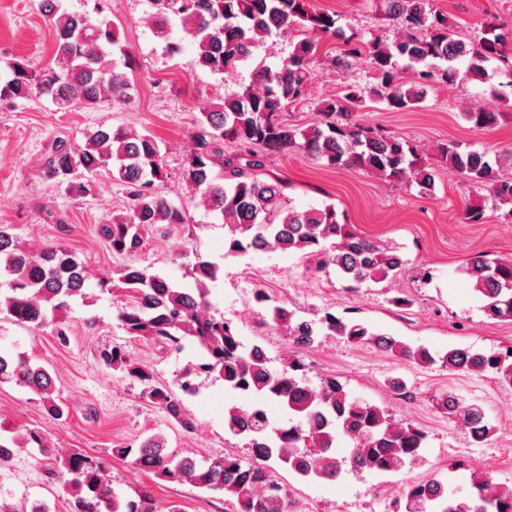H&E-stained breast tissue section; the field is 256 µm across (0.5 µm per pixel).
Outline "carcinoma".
Listing matches in <instances>:
<instances>
[{"label":"carcinoma","mask_w":512,"mask_h":512,"mask_svg":"<svg viewBox=\"0 0 512 512\" xmlns=\"http://www.w3.org/2000/svg\"><path fill=\"white\" fill-rule=\"evenodd\" d=\"M386 14L398 33L391 41L369 40L353 32L347 48L330 59L338 69L364 65L381 76L379 84L363 91L351 85L336 99L321 102L314 121L304 130L286 122L285 109L309 95L313 64L319 56L317 36L342 31L338 17L315 9L310 0H153L150 17L156 36L166 38L173 23L195 45L194 66L231 77L253 58L267 36L290 41L291 50L279 64L261 60L249 83L200 107L195 117L193 148L184 161L181 178L199 197V204L224 225V258L251 252H303L319 266L333 264L339 275L355 285L378 284L395 276L405 265L398 251L382 248L358 235L332 204L299 211L287 205L288 183L277 177L260 179L269 155L307 154L336 170H360L389 182L418 188L423 195L435 189L437 171L421 164L417 150L403 137L366 125L351 108L364 97L406 111L423 102L434 84L459 79L485 83L488 66L512 75V37L500 26H484L480 36L466 41L448 26V18L432 0H385ZM39 13L54 30V65L34 71L26 60L14 58L0 77V103L46 96L60 109L94 108L104 100L124 103L132 85L121 68L129 67L120 30L106 18L61 10L59 0H37ZM466 63L460 69V63ZM476 127L495 125L503 114L472 107L463 113ZM439 161L484 198L512 217V177L499 171V160L486 150H464L454 141L436 146ZM42 175L70 196L93 197L100 191L99 176L106 172L124 187L126 210L99 228L106 246L116 254L138 252L158 224H185L184 210L173 205L161 186L168 178L156 138L130 126L101 125L79 144L58 137L41 163ZM466 273L480 294L482 311L489 317L512 321V261L479 255ZM223 268L217 261L196 255L185 277L194 288H184L152 266L129 265L118 278L106 276L99 286L118 288L131 298L121 314L127 335L151 338L180 353L191 347L196 362L178 375L180 393L153 384V376L130 361L117 346L99 351L102 363L123 370L143 385V392L178 425L188 431L194 421L181 395L199 392L201 375L224 382V387L260 402L231 403L224 408V429L246 440L251 460L236 456L176 458L159 441L148 438L136 450L114 448L133 464L169 482H188L203 492H227L235 512H288L287 494L270 478V462L278 461L305 480H333L344 466L350 471L391 473L423 461L426 433L411 423H399L381 407L351 396L334 377L314 386L306 377L299 355L272 366L259 344L246 345L236 326L211 312L210 284ZM0 277L8 292L0 293V315L31 330L53 327L66 335V321L58 313L84 297L86 273L76 254L62 245L38 252L25 247L0 225ZM258 303L267 305L271 322L293 337L300 348L312 346L319 336H335L349 344H372L403 360L428 365L441 363L453 371L494 375L512 387V353H480L451 349L431 353L393 336L373 330L363 321L329 310L311 319L300 318L283 304L258 291ZM8 381L32 389L51 412L62 415L53 379L24 354L0 351V383ZM271 404L284 417L273 420ZM456 413L471 438L481 443L490 432L478 406L462 409L454 397L443 400ZM29 444L47 452L45 440L30 430L22 440L0 435V466L15 450ZM56 472L76 491L68 512H152L143 500H127L115 490L106 466L81 452L54 459ZM451 479L432 477L411 485L405 512H512V487L488 478L473 477L463 498Z\"/></svg>","instance_id":"1"}]
</instances>
